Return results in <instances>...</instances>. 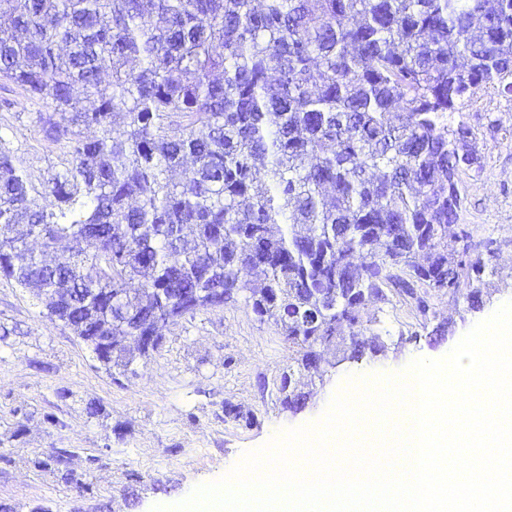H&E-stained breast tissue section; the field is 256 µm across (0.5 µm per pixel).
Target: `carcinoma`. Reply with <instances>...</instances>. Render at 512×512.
Returning <instances> with one entry per match:
<instances>
[{"mask_svg": "<svg viewBox=\"0 0 512 512\" xmlns=\"http://www.w3.org/2000/svg\"><path fill=\"white\" fill-rule=\"evenodd\" d=\"M0 14V79L69 148L38 191L0 137V275L106 369L130 371V341L145 359L161 348L160 314L242 299L294 352L278 392L297 410L317 348L335 346L331 368L386 354L358 336L387 291L424 317L428 288L483 304L470 276L503 242L459 223L460 157L481 159L463 112L512 85V0H0ZM58 242L59 263L34 248Z\"/></svg>", "mask_w": 512, "mask_h": 512, "instance_id": "obj_1", "label": "carcinoma"}]
</instances>
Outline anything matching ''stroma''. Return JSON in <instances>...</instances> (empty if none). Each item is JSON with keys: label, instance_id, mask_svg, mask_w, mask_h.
I'll return each mask as SVG.
<instances>
[{"label": "stroma", "instance_id": "1", "mask_svg": "<svg viewBox=\"0 0 512 512\" xmlns=\"http://www.w3.org/2000/svg\"><path fill=\"white\" fill-rule=\"evenodd\" d=\"M37 106L19 87L0 86V136L39 185L66 161L48 140ZM463 116L473 127L479 166L460 179L467 196L460 215L475 239L507 241L478 283L481 308L430 293L432 314L391 295L363 312L368 333L381 335L386 355H364L328 370L310 386L307 405L284 409L277 384L292 350L276 327L245 302L188 316L163 328L162 348L133 373L106 370L84 342L13 281L0 277V503L13 512L43 505L49 512H151L153 505L228 474L246 451L282 430L318 420L349 377L395 375L411 356L455 347L477 323L512 302V96L478 90ZM498 122L491 130L490 122ZM453 318L445 334L438 319ZM97 415H89L88 406ZM233 406L240 419L225 417ZM67 450L65 465L55 461ZM72 481H63L61 469Z\"/></svg>", "mask_w": 512, "mask_h": 512}]
</instances>
